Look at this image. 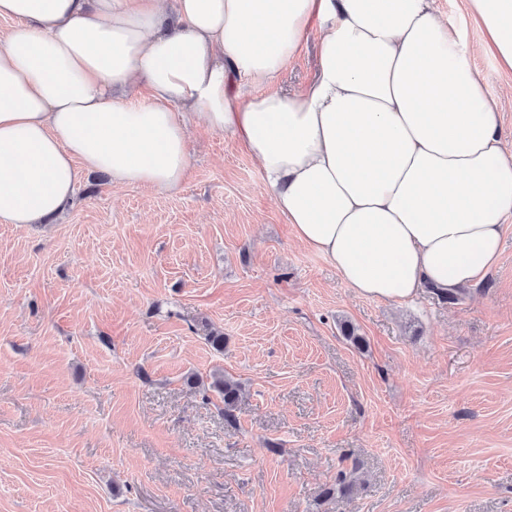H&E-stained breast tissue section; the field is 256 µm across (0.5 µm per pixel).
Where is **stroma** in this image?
Masks as SVG:
<instances>
[{
    "instance_id": "stroma-1",
    "label": "stroma",
    "mask_w": 512,
    "mask_h": 512,
    "mask_svg": "<svg viewBox=\"0 0 512 512\" xmlns=\"http://www.w3.org/2000/svg\"><path fill=\"white\" fill-rule=\"evenodd\" d=\"M473 62L512 155V70ZM0 512H512V227L457 300L363 298L197 124L177 192L97 173L53 221L0 224Z\"/></svg>"
}]
</instances>
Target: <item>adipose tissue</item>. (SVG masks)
<instances>
[{
	"mask_svg": "<svg viewBox=\"0 0 512 512\" xmlns=\"http://www.w3.org/2000/svg\"><path fill=\"white\" fill-rule=\"evenodd\" d=\"M469 3L512 68V0ZM315 24L318 75L282 94ZM192 120L356 295L454 293L500 261L512 156L434 0H0V224L44 223L87 172L177 191Z\"/></svg>",
	"mask_w": 512,
	"mask_h": 512,
	"instance_id": "obj_1",
	"label": "adipose tissue"
}]
</instances>
